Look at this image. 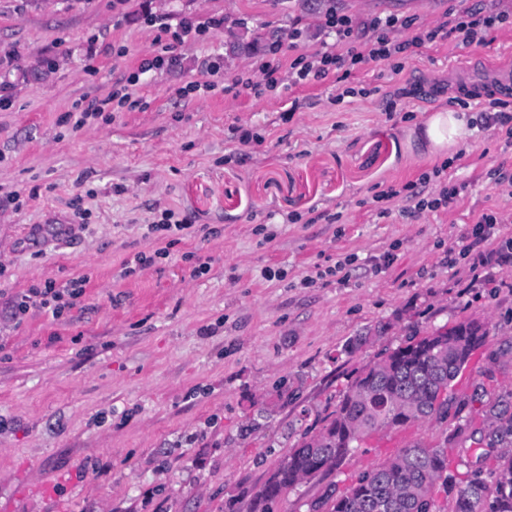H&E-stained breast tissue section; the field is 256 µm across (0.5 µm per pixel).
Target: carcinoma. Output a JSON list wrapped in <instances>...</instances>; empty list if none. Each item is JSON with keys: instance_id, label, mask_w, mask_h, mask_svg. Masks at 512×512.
<instances>
[{"instance_id": "carcinoma-1", "label": "carcinoma", "mask_w": 512, "mask_h": 512, "mask_svg": "<svg viewBox=\"0 0 512 512\" xmlns=\"http://www.w3.org/2000/svg\"><path fill=\"white\" fill-rule=\"evenodd\" d=\"M437 334L457 347L455 358L436 359L427 336L380 354L355 378L323 430L288 451L247 512H271V504L303 483L310 471H336L355 444L379 429L444 419L448 402H439V392L452 387L485 342L488 327L466 319ZM478 416L479 423L469 422L471 435L489 440L479 468L453 474L448 448L416 442L357 474L342 493L327 489L309 512H444L438 504L441 494L454 497L455 512H512V415L492 405Z\"/></svg>"}]
</instances>
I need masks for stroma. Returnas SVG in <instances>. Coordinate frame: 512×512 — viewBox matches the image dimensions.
Segmentation results:
<instances>
[{"label":"stroma","instance_id":"stroma-1","mask_svg":"<svg viewBox=\"0 0 512 512\" xmlns=\"http://www.w3.org/2000/svg\"><path fill=\"white\" fill-rule=\"evenodd\" d=\"M330 7L410 18L406 40L448 10L512 0H0V512H245L376 354L462 318L489 334L447 417L372 433L274 512H308L328 486L415 442L444 444L512 396V266L462 250L485 212L496 246L512 245V146L476 101H454L459 64L512 54V18L484 44L412 47L341 82L224 92L258 78L270 46L286 64L321 50ZM184 20L202 35L174 41ZM162 46L177 62L141 75L138 105L76 127ZM205 58L218 90L180 97L204 82ZM409 81L427 95L393 99ZM447 107L473 126L442 158L417 126ZM447 158L462 187L448 208L379 212L375 195ZM166 210L192 235L120 277ZM81 275L70 312L8 321L13 297Z\"/></svg>","mask_w":512,"mask_h":512}]
</instances>
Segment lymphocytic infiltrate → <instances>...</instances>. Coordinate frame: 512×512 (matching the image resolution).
I'll return each mask as SVG.
<instances>
[{
    "mask_svg": "<svg viewBox=\"0 0 512 512\" xmlns=\"http://www.w3.org/2000/svg\"><path fill=\"white\" fill-rule=\"evenodd\" d=\"M507 13L483 14L481 9L470 8L459 13L447 12L444 21L434 28L415 33L411 40H399L401 29L407 28L406 20L395 15L376 17L365 27H358L352 17L327 9L323 28L330 35V42L310 56L300 57L290 64L293 83H311L325 79L330 73L345 66L363 62H381L393 55L406 52L410 47L436 42L450 36L462 43H485L490 29L506 22ZM445 167H436L424 174L419 183L406 184L405 202L410 209H437L449 206L458 194L456 187L442 185ZM85 277L79 276L57 284L48 280L43 285L30 288L18 298L12 310L13 317L25 315L30 310L46 311L60 316L64 310L73 308L84 293Z\"/></svg>",
    "mask_w": 512,
    "mask_h": 512,
    "instance_id": "obj_1",
    "label": "lymphocytic infiltrate"
}]
</instances>
